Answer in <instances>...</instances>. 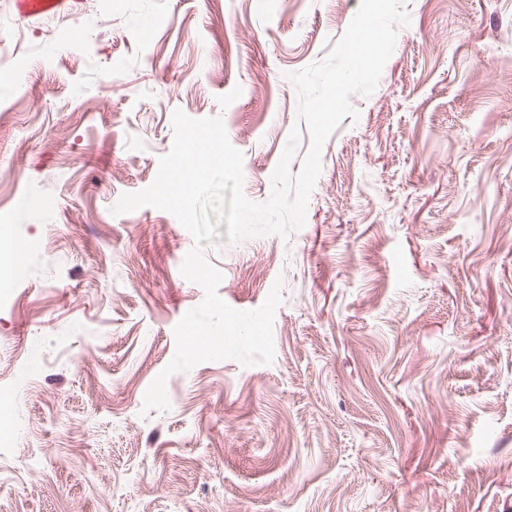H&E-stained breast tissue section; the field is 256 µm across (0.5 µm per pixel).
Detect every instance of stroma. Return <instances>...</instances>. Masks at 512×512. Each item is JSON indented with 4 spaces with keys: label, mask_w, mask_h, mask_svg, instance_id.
<instances>
[{
    "label": "stroma",
    "mask_w": 512,
    "mask_h": 512,
    "mask_svg": "<svg viewBox=\"0 0 512 512\" xmlns=\"http://www.w3.org/2000/svg\"><path fill=\"white\" fill-rule=\"evenodd\" d=\"M359 3L0 0V212L25 250L0 288V512H512V0H402L304 227L206 250L236 310L282 281L273 363L197 364L142 411L204 291L180 222L113 199L152 184L180 109L222 118L265 202L287 75ZM67 0H15L17 9L23 15L34 16L61 8Z\"/></svg>",
    "instance_id": "obj_1"
}]
</instances>
